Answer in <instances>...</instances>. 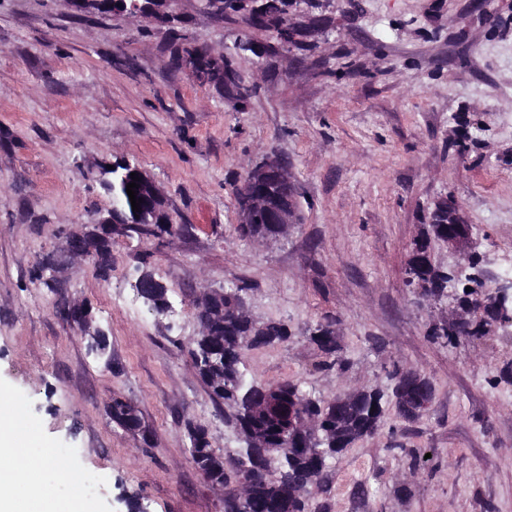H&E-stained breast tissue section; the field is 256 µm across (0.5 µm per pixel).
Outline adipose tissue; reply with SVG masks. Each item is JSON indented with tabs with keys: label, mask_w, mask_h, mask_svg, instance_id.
I'll return each mask as SVG.
<instances>
[{
	"label": "adipose tissue",
	"mask_w": 512,
	"mask_h": 512,
	"mask_svg": "<svg viewBox=\"0 0 512 512\" xmlns=\"http://www.w3.org/2000/svg\"><path fill=\"white\" fill-rule=\"evenodd\" d=\"M34 431L19 432L9 415L0 416V457L13 461L9 472H0V512H17V499L24 496L35 502H45L54 508H73V501L54 499L52 492L41 478L40 472L47 463V456H31L27 448L37 442Z\"/></svg>",
	"instance_id": "obj_1"
}]
</instances>
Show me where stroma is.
<instances>
[{
    "mask_svg": "<svg viewBox=\"0 0 512 512\" xmlns=\"http://www.w3.org/2000/svg\"><path fill=\"white\" fill-rule=\"evenodd\" d=\"M491 2L489 23L474 0H297L293 22L315 16L323 30L287 48L200 0H183L174 35L144 17L78 16L64 0H0V412L38 432L32 454L50 448L42 478L57 499L90 474L84 512H122L128 493L144 512H221L187 458L185 422L217 448L238 441L183 345L199 331L193 298L243 282L251 314L292 334L250 351L257 378L327 399L387 392L390 358L434 385L421 419L387 411L336 460L312 512H512V328L432 341L429 327L458 309L421 300L405 275L448 195L488 276L512 268V0ZM242 40L252 50L237 51ZM190 47L229 62L254 94L239 101L175 64ZM273 155L290 164L298 222L239 239L236 193ZM116 157L145 169L191 230L162 247L116 241L104 279L64 247L110 205L85 172ZM147 252L172 303L160 318L133 289ZM50 259L53 292L41 283ZM65 300L91 306L105 356L58 313ZM326 317L342 372L309 339ZM115 397L138 408L146 437L112 422ZM411 448L432 462L412 468Z\"/></svg>",
    "mask_w": 512,
    "mask_h": 512,
    "instance_id": "1",
    "label": "stroma"
}]
</instances>
